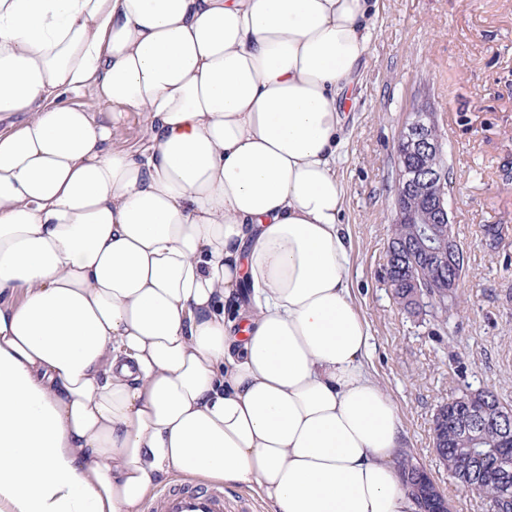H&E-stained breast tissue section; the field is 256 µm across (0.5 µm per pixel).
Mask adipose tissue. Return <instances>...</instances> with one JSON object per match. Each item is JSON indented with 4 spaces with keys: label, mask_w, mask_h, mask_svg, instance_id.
Here are the masks:
<instances>
[{
    "label": "adipose tissue",
    "mask_w": 512,
    "mask_h": 512,
    "mask_svg": "<svg viewBox=\"0 0 512 512\" xmlns=\"http://www.w3.org/2000/svg\"><path fill=\"white\" fill-rule=\"evenodd\" d=\"M373 16L0 0V512H140L175 472L416 512L336 171ZM89 85L107 117L66 103ZM144 126V115L138 112H128L125 118L113 127L112 134L115 143L130 147L139 140Z\"/></svg>",
    "instance_id": "adipose-tissue-1"
}]
</instances>
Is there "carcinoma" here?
I'll use <instances>...</instances> for the list:
<instances>
[{
    "label": "carcinoma",
    "instance_id": "cac0c4a2",
    "mask_svg": "<svg viewBox=\"0 0 512 512\" xmlns=\"http://www.w3.org/2000/svg\"><path fill=\"white\" fill-rule=\"evenodd\" d=\"M392 296L395 302L403 309L410 305L409 289L405 287V278L394 270L390 279ZM479 404L485 427L479 440L485 448H502L501 432L508 431L512 436V428L507 430L501 423L499 416L503 404L497 393L490 389L463 393L448 400L439 406L432 420V442L435 453L439 455V462L448 469V472L458 482H468L481 490V498L485 512H512V476L504 480L496 474L480 471L470 466L464 460L463 449L476 447L477 438L459 430L448 428V412H463L474 404ZM399 470L404 475V486L419 485L422 488L421 496L415 498L417 507L425 512H437L431 492L432 480L412 465L411 456L404 454L397 460Z\"/></svg>",
    "mask_w": 512,
    "mask_h": 512
}]
</instances>
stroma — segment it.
Wrapping results in <instances>:
<instances>
[{
	"label": "stroma",
	"mask_w": 512,
	"mask_h": 512,
	"mask_svg": "<svg viewBox=\"0 0 512 512\" xmlns=\"http://www.w3.org/2000/svg\"><path fill=\"white\" fill-rule=\"evenodd\" d=\"M355 77L337 173L353 241L354 301L373 337L369 369L399 409L409 455L452 512H484L438 461L432 420L448 398L482 388L512 406V0H378ZM436 112L455 231L467 251L463 306L447 319L405 313L386 279L398 131L421 101ZM499 224L498 247L480 225Z\"/></svg>",
	"instance_id": "35a3bbf8"
}]
</instances>
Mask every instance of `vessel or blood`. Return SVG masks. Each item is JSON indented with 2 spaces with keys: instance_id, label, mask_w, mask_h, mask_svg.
Here are the masks:
<instances>
[{
  "instance_id": "1",
  "label": "vessel or blood",
  "mask_w": 512,
  "mask_h": 512,
  "mask_svg": "<svg viewBox=\"0 0 512 512\" xmlns=\"http://www.w3.org/2000/svg\"><path fill=\"white\" fill-rule=\"evenodd\" d=\"M237 507L226 489L182 483L161 490L148 512H236Z\"/></svg>"
}]
</instances>
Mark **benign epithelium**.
Returning <instances> with one entry per match:
<instances>
[{
	"label": "benign epithelium",
	"mask_w": 512,
	"mask_h": 512,
	"mask_svg": "<svg viewBox=\"0 0 512 512\" xmlns=\"http://www.w3.org/2000/svg\"><path fill=\"white\" fill-rule=\"evenodd\" d=\"M443 151L437 115L423 101L409 113L397 136L393 225H415L414 247L421 255L434 259L432 278L414 274L406 277L408 287L413 289V305L433 310L453 296L465 261L464 249L449 231L453 218L445 197L447 170L431 169L425 164L427 155ZM464 453L468 460L482 461L498 473H506L508 462L496 448H466Z\"/></svg>",
	"instance_id": "7a95c632"
}]
</instances>
